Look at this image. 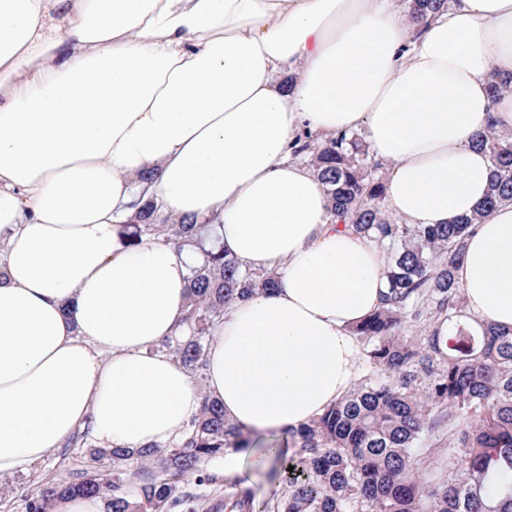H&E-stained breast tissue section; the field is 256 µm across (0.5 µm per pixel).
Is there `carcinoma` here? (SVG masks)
<instances>
[{
  "label": "carcinoma",
  "mask_w": 512,
  "mask_h": 512,
  "mask_svg": "<svg viewBox=\"0 0 512 512\" xmlns=\"http://www.w3.org/2000/svg\"><path fill=\"white\" fill-rule=\"evenodd\" d=\"M448 0H406L407 13L427 17ZM512 88V73L494 69L489 94ZM477 146L489 157L491 188L480 211L455 224L390 221L385 185L357 135L321 144L306 134L290 146L310 158L337 223L386 251L389 291L381 307L354 328L363 374L310 423L286 432L297 450L281 499L256 510L249 490L224 485L233 512H512V334L476 331L464 311L453 270L474 224L512 201V134L490 129ZM207 228L193 217L172 221L148 198L122 234L135 245L163 236L181 248ZM185 321L189 336L160 348L193 376H206L212 331L224 309L277 287L271 272L243 269L214 246L189 267ZM448 323L455 335H442ZM247 431L229 424L224 406L201 396L198 414L163 449L92 448L80 468L25 496V512H56L65 497H106L109 512H169L190 501L182 479L202 464L244 448Z\"/></svg>",
  "instance_id": "1"
}]
</instances>
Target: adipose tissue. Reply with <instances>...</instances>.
<instances>
[{"label": "adipose tissue", "mask_w": 512, "mask_h": 512, "mask_svg": "<svg viewBox=\"0 0 512 512\" xmlns=\"http://www.w3.org/2000/svg\"><path fill=\"white\" fill-rule=\"evenodd\" d=\"M512 0H450L421 21L393 0H0V475L77 429L104 448L174 441L200 407L158 349L179 335L188 254L121 233L153 172L156 205L218 226L278 288L229 307L206 385L262 435L320 415L356 381L353 327L379 308L388 259L333 220L299 130L363 131L408 224L482 204L475 138L512 129ZM455 277L478 324L512 332V202L466 240ZM279 448H231L267 473Z\"/></svg>", "instance_id": "ef3b65f1"}]
</instances>
